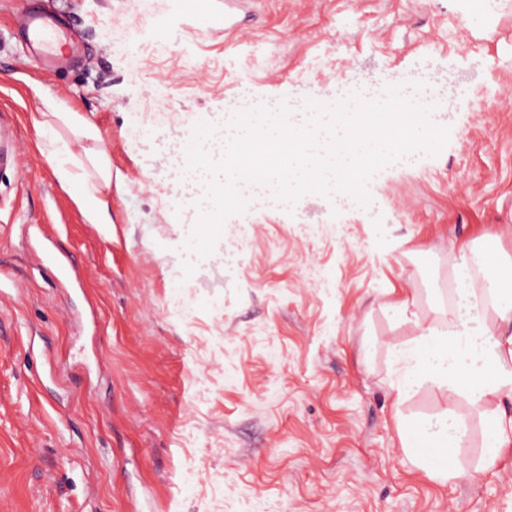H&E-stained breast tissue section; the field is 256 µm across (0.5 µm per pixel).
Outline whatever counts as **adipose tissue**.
<instances>
[{
	"label": "adipose tissue",
	"instance_id": "1",
	"mask_svg": "<svg viewBox=\"0 0 512 512\" xmlns=\"http://www.w3.org/2000/svg\"><path fill=\"white\" fill-rule=\"evenodd\" d=\"M511 274L512 267L504 264L488 270L479 281L462 272L457 301L449 307L442 328H427L413 345L393 349L403 365L395 387L398 399L428 382L447 399L465 394L476 406L488 408L486 455L491 461L512 446V290L502 285ZM481 289L489 292L491 308L474 304Z\"/></svg>",
	"mask_w": 512,
	"mask_h": 512
}]
</instances>
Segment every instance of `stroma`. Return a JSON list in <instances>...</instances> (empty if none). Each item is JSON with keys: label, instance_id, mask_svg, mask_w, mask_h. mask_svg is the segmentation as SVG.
Segmentation results:
<instances>
[{"label": "stroma", "instance_id": "35a3bbf8", "mask_svg": "<svg viewBox=\"0 0 512 512\" xmlns=\"http://www.w3.org/2000/svg\"><path fill=\"white\" fill-rule=\"evenodd\" d=\"M42 5L68 58L51 70L0 0V512H512V446L483 465L468 398L396 400L390 356L446 312L460 242L512 258V0H245L229 32L189 0ZM395 76L444 98L437 157L378 171L365 208L250 198L186 254L190 128ZM47 98L99 138L43 118ZM51 149L86 189H61ZM102 152L110 227L84 219ZM447 409L475 478L415 461L438 454L415 425Z\"/></svg>", "mask_w": 512, "mask_h": 512}]
</instances>
